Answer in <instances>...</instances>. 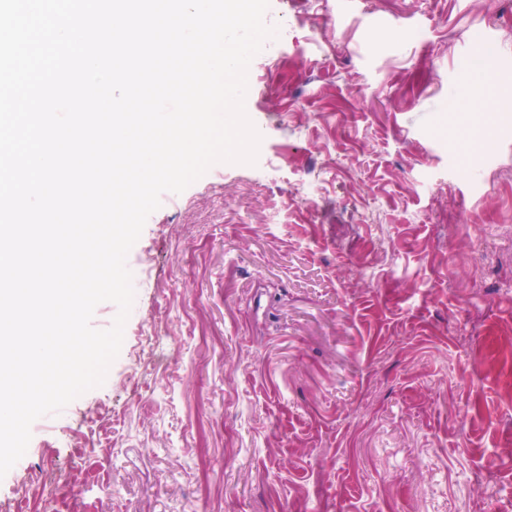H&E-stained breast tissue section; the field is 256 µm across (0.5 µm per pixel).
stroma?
<instances>
[{
  "label": "stroma",
  "mask_w": 512,
  "mask_h": 512,
  "mask_svg": "<svg viewBox=\"0 0 512 512\" xmlns=\"http://www.w3.org/2000/svg\"><path fill=\"white\" fill-rule=\"evenodd\" d=\"M255 164L164 193L104 384L0 512H512V0H270ZM495 61L494 143L469 113Z\"/></svg>",
  "instance_id": "obj_1"
}]
</instances>
